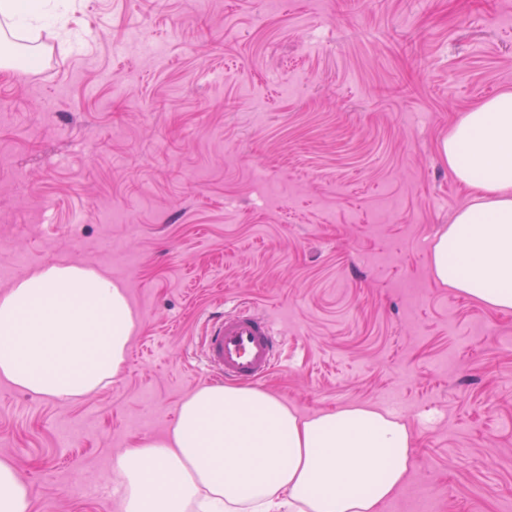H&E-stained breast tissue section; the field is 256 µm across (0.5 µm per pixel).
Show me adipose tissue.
Instances as JSON below:
<instances>
[{
  "label": "adipose tissue",
  "mask_w": 512,
  "mask_h": 512,
  "mask_svg": "<svg viewBox=\"0 0 512 512\" xmlns=\"http://www.w3.org/2000/svg\"><path fill=\"white\" fill-rule=\"evenodd\" d=\"M442 154L470 200L431 243L438 283L512 311V89L449 129ZM140 321L95 270L53 265L0 295V377L77 398L115 378ZM415 438L378 408L300 416L264 389L204 386L164 439L116 460L122 512H378L404 487Z\"/></svg>",
  "instance_id": "1"
}]
</instances>
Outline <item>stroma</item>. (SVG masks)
<instances>
[{
	"mask_svg": "<svg viewBox=\"0 0 512 512\" xmlns=\"http://www.w3.org/2000/svg\"><path fill=\"white\" fill-rule=\"evenodd\" d=\"M67 26L0 69V294L83 265L140 327L83 397L0 378L29 512H120L115 459L208 385L204 318L243 298L284 339L259 388L412 429L381 512L424 485L443 512H512V312L439 285L430 253L468 201L440 143L512 88V0H76Z\"/></svg>",
	"mask_w": 512,
	"mask_h": 512,
	"instance_id": "35a3bbf8",
	"label": "stroma"
}]
</instances>
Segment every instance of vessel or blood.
<instances>
[{"instance_id":"1","label":"vessel or blood","mask_w":512,"mask_h":512,"mask_svg":"<svg viewBox=\"0 0 512 512\" xmlns=\"http://www.w3.org/2000/svg\"><path fill=\"white\" fill-rule=\"evenodd\" d=\"M282 344L267 314L243 302L206 317L202 359L217 378L253 383L279 364Z\"/></svg>"}]
</instances>
